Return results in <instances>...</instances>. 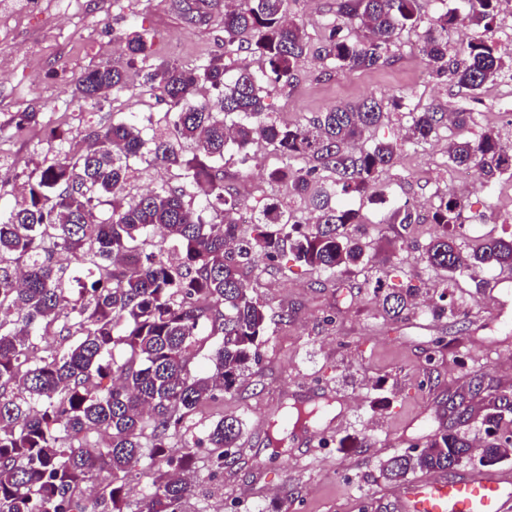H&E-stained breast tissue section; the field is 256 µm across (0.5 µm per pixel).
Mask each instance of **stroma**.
<instances>
[{"mask_svg": "<svg viewBox=\"0 0 512 512\" xmlns=\"http://www.w3.org/2000/svg\"><path fill=\"white\" fill-rule=\"evenodd\" d=\"M339 0H293L291 13L311 46L337 24ZM155 37L159 57L189 67L222 54L223 33L216 20L188 21L176 0H10L0 9V199L11 202L37 163L53 157L61 127L77 139L107 126L119 112H162L166 106L141 93L138 85L100 104L78 107L74 82L82 73L112 60L132 28ZM421 28L403 29L390 63L372 70L334 67L315 56L302 58L297 78L269 100L282 124H303L317 113L367 97L390 101L405 96L422 109L467 112L461 129L441 125L426 141L407 139L404 111L390 112L372 128L373 141L401 144L396 163L380 172L383 200L350 197L365 221L367 241L377 248L374 265L329 274L289 263L245 271L255 294L266 303L269 333L260 361L236 391L203 402L188 419L187 449L195 456L192 496L183 512H394L395 485L380 474L384 461L423 445L438 429L455 426L451 401L474 412L463 427L481 441L479 414L490 400L512 395V268H479L445 280L422 256L439 227L433 201L453 190L470 206L458 237L469 247L502 236L512 227V174L496 179H464L448 162L451 138L499 133L512 142V80L487 84L472 96L446 78H437L421 52ZM39 96H32L30 85ZM59 103L56 112L42 102ZM35 112L38 124L17 128L22 113ZM248 173L227 164L225 183L240 198L257 204L276 193L267 174L279 167L270 145H254ZM428 199L419 223H387L391 210ZM448 285L441 314H433L440 283ZM416 287L415 305L395 321L380 311L388 288ZM325 404L323 425L333 431L311 447L304 433L288 435L283 455L267 440L269 422L294 402ZM244 423L232 465L210 460L209 428L224 417Z\"/></svg>", "mask_w": 512, "mask_h": 512, "instance_id": "35a3bbf8", "label": "stroma"}]
</instances>
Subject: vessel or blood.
Returning <instances> with one entry per match:
<instances>
[{"instance_id": "vessel-or-blood-1", "label": "vessel or blood", "mask_w": 512, "mask_h": 512, "mask_svg": "<svg viewBox=\"0 0 512 512\" xmlns=\"http://www.w3.org/2000/svg\"><path fill=\"white\" fill-rule=\"evenodd\" d=\"M395 505L397 512H512V474L420 476L396 493Z\"/></svg>"}]
</instances>
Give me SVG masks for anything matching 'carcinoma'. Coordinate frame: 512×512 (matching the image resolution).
Masks as SVG:
<instances>
[{
  "label": "carcinoma",
  "mask_w": 512,
  "mask_h": 512,
  "mask_svg": "<svg viewBox=\"0 0 512 512\" xmlns=\"http://www.w3.org/2000/svg\"><path fill=\"white\" fill-rule=\"evenodd\" d=\"M461 16L445 10L423 31L422 52L433 71L478 94L512 72L485 37L504 0H466ZM289 0H236L224 8V56L189 69L157 57L154 37H125L124 60L101 63L78 77L73 96L92 104L139 86L165 102L155 117L129 112L93 132L89 143H65L24 181L21 197L0 210V512H125L126 484L142 460L147 492L138 512H178L191 491L186 472L193 457L169 453L170 439L201 402L231 392L259 360L268 329L266 305L241 273L273 262L289 248L294 260L316 270L370 266L375 255L353 228L360 213L333 199L372 188L392 167L397 147L366 144L365 134L384 118L371 96L336 106L306 124H280L266 98L296 79V63L311 51ZM339 13L370 36L354 42L334 26L316 52L339 68L373 69L387 63L398 30L420 22L418 0H341ZM477 27L448 57L445 33ZM259 57L255 71L236 65L234 52ZM410 139H428L445 119L433 108L409 112ZM273 146L282 166L270 181L291 196L315 189L320 214L299 220L277 195L256 207L254 233L241 236L233 214L241 200L224 186V166L247 169L251 146ZM303 159L307 166L294 168ZM448 161L478 167L488 179L512 172V145L488 131L479 139H452ZM176 168L177 183L131 192L139 166ZM332 178L319 184V171ZM462 198H440L432 219L441 231L424 248L436 271L461 276L477 265L512 267V233L463 252L448 225L461 223ZM407 203L392 224H415ZM415 296L393 288L383 311L399 317ZM221 337L210 370L193 375L186 354L204 331ZM46 341L36 354L34 338ZM512 411L509 398L484 408L482 455L493 465L506 456L492 431ZM244 423L219 420L208 432L211 459L234 462ZM95 430L102 445L83 442ZM471 441L446 428L423 448L387 459L382 478L404 483L420 472H446L468 459ZM95 484L90 503L80 490Z\"/></svg>",
  "instance_id": "1"
}]
</instances>
